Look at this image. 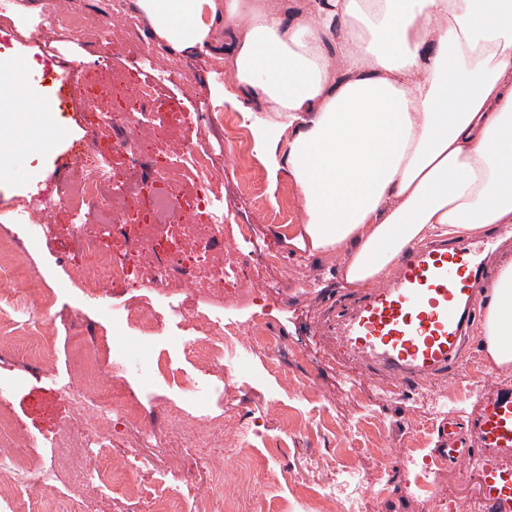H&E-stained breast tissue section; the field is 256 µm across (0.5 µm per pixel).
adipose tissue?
<instances>
[{
    "label": "adipose tissue",
    "mask_w": 512,
    "mask_h": 512,
    "mask_svg": "<svg viewBox=\"0 0 512 512\" xmlns=\"http://www.w3.org/2000/svg\"><path fill=\"white\" fill-rule=\"evenodd\" d=\"M180 50L228 42L230 81L270 116L252 127L296 186L311 251L374 286L439 234L512 223V0H137ZM512 366V260L479 325Z\"/></svg>",
    "instance_id": "1"
}]
</instances>
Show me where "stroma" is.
Returning <instances> with one entry per match:
<instances>
[{"label":"stroma","mask_w":512,"mask_h":512,"mask_svg":"<svg viewBox=\"0 0 512 512\" xmlns=\"http://www.w3.org/2000/svg\"><path fill=\"white\" fill-rule=\"evenodd\" d=\"M61 10L56 20L47 0H17L0 21V52L9 69H32L25 88L0 84V113L13 117L9 129L0 130V242L9 247L7 259L28 272L23 282L0 281L26 301L24 312L1 311L0 321L29 314L45 338L38 362L23 354L16 339H0V375L17 380L0 396V412L14 419L17 444L33 458L63 442L86 467L84 482L64 469L25 485V496L48 512H65L80 499L86 512H250L262 500L271 512H342L336 473L355 466L362 472L367 512H471L481 497L480 475L435 460L440 419L429 414L427 402H441L467 423L488 394L512 389V367L491 365L477 338L462 355L463 376L451 373L402 396H385L384 377L333 337L332 302L352 304L364 291L344 285L340 257L303 247L297 188L286 175H271L254 149L242 99L224 95L223 46L190 53L152 40L136 0H64ZM63 57L86 61L109 94H81L77 83L60 75L57 61ZM144 85L153 92L147 100L137 97ZM133 116L150 142L135 158L113 154V185L147 180L187 150H213L217 157L208 173L181 167L167 188L198 196L182 223H209L215 206L226 216L208 251L193 250L186 239L168 254L175 270L166 280L168 294L186 317L178 324L158 322L148 333L113 321L112 312L158 308L154 290L143 282L154 259L116 235L104 247L129 264L132 275L98 285L78 278L83 251L75 213L60 201L62 192H76L88 179V131L122 141L132 135ZM61 155L69 160L64 172L56 167ZM39 193L55 214L36 235L31 225L15 223L13 211ZM239 224L253 225L252 244L278 252L279 267L242 266L240 279L253 282L245 290L215 280L187 287L197 266L217 269L246 251L248 244L235 233ZM215 315L244 333L262 321L281 344L251 345L239 364L182 351L181 336L200 348L223 342L222 327L196 330L198 319ZM77 331L90 345L110 343L123 360L89 372L69 348ZM292 348L301 349L304 360L320 361L309 380L301 378V362L289 360ZM160 361L176 375L206 380V388L178 398L156 369ZM101 385L135 403L138 418H127L118 406L92 408L86 396ZM118 455L132 468V482L96 479ZM384 463L394 476L383 486L378 478ZM187 469L194 474L189 486L181 479Z\"/></svg>","instance_id":"35a3bbf8"}]
</instances>
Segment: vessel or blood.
<instances>
[{
	"instance_id": "1",
	"label": "vessel or blood",
	"mask_w": 512,
	"mask_h": 512,
	"mask_svg": "<svg viewBox=\"0 0 512 512\" xmlns=\"http://www.w3.org/2000/svg\"><path fill=\"white\" fill-rule=\"evenodd\" d=\"M488 279L474 242L413 247L393 279L344 313L340 336L352 353L387 374L393 388L419 384L456 364ZM469 426L466 441L453 419H443L436 455L462 471L477 463L484 501L494 512H512V390L486 397Z\"/></svg>"
}]
</instances>
